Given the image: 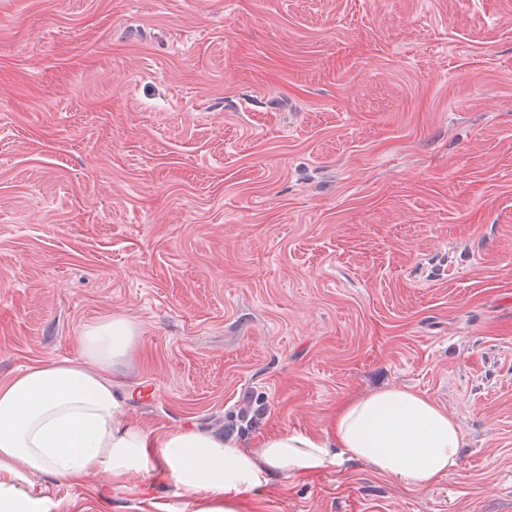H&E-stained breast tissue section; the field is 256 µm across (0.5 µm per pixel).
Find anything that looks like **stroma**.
Returning a JSON list of instances; mask_svg holds the SVG:
<instances>
[{"instance_id":"stroma-1","label":"stroma","mask_w":512,"mask_h":512,"mask_svg":"<svg viewBox=\"0 0 512 512\" xmlns=\"http://www.w3.org/2000/svg\"><path fill=\"white\" fill-rule=\"evenodd\" d=\"M121 426L260 455L382 389L458 423L429 486L331 446L240 512H512V0H0V387L96 371ZM47 512H193L162 471ZM132 339L130 325L122 320H113L86 329L79 341L83 351L108 366L113 359L121 357Z\"/></svg>"}]
</instances>
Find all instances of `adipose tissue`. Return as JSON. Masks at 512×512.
<instances>
[{"label":"adipose tissue","mask_w":512,"mask_h":512,"mask_svg":"<svg viewBox=\"0 0 512 512\" xmlns=\"http://www.w3.org/2000/svg\"><path fill=\"white\" fill-rule=\"evenodd\" d=\"M130 325L114 320L86 329L83 351L102 365L121 357ZM112 381L72 362L28 368L0 387V512H37L30 475L81 480L106 471L119 479L164 466L173 481L197 492L195 512H238L243 495L265 475H307L325 466L326 445L301 433L267 439L260 457L192 430L153 437L119 424ZM334 442L378 473L427 486L456 466L462 435L429 397L385 389L336 412Z\"/></svg>","instance_id":"ef3b65f1"}]
</instances>
